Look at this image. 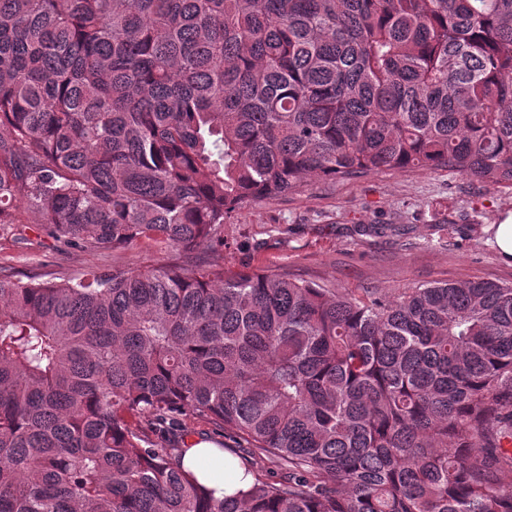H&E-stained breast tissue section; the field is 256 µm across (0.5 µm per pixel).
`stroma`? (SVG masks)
Listing matches in <instances>:
<instances>
[{
	"label": "stroma",
	"mask_w": 512,
	"mask_h": 512,
	"mask_svg": "<svg viewBox=\"0 0 512 512\" xmlns=\"http://www.w3.org/2000/svg\"><path fill=\"white\" fill-rule=\"evenodd\" d=\"M512 214V193L446 170L380 171L313 181L258 202L224 227L225 267L275 270L326 288L390 292L414 284L484 278L512 282V261L494 247L493 224ZM387 225L384 233L371 232ZM162 244L85 251L40 224L0 230V273L60 282L166 260Z\"/></svg>",
	"instance_id": "1"
}]
</instances>
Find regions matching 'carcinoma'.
<instances>
[{"mask_svg":"<svg viewBox=\"0 0 512 512\" xmlns=\"http://www.w3.org/2000/svg\"><path fill=\"white\" fill-rule=\"evenodd\" d=\"M415 169L512 189V0H0V224L170 253L0 275V512H512V283L219 255L261 200ZM188 415L280 477L215 498Z\"/></svg>","mask_w":512,"mask_h":512,"instance_id":"obj_1","label":"carcinoma"}]
</instances>
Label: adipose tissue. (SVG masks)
<instances>
[{
	"label": "adipose tissue",
	"mask_w": 512,
	"mask_h": 512,
	"mask_svg": "<svg viewBox=\"0 0 512 512\" xmlns=\"http://www.w3.org/2000/svg\"><path fill=\"white\" fill-rule=\"evenodd\" d=\"M182 465L199 482L213 488L219 498L247 488L253 480L237 458L211 441H188L183 449Z\"/></svg>",
	"instance_id": "ef3b65f1"
}]
</instances>
